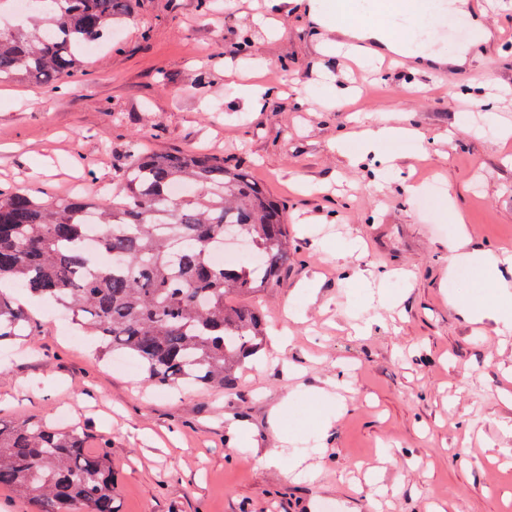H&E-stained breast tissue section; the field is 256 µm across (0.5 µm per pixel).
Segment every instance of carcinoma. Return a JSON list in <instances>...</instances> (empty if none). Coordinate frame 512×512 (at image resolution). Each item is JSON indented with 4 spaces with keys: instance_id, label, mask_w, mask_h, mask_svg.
<instances>
[{
    "instance_id": "cac0c4a2",
    "label": "carcinoma",
    "mask_w": 512,
    "mask_h": 512,
    "mask_svg": "<svg viewBox=\"0 0 512 512\" xmlns=\"http://www.w3.org/2000/svg\"><path fill=\"white\" fill-rule=\"evenodd\" d=\"M0 28V83L74 79L85 56L126 18L130 0H30ZM181 185L186 192L170 195ZM96 248L86 247V216ZM233 228L258 262L217 267L216 240ZM290 245L282 208L248 173L196 151H129L112 198L39 200L0 190V281L71 311L105 351L135 359L158 387H222L263 348L265 320L232 297L279 286ZM28 316L0 292V343ZM39 420L0 423V488L37 512H119L108 445Z\"/></svg>"
}]
</instances>
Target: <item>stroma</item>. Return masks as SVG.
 Segmentation results:
<instances>
[{"label": "stroma", "instance_id": "1", "mask_svg": "<svg viewBox=\"0 0 512 512\" xmlns=\"http://www.w3.org/2000/svg\"><path fill=\"white\" fill-rule=\"evenodd\" d=\"M476 10L456 11L448 35L425 27L414 50L472 47ZM321 40L304 0L230 11L223 0H132L79 81L0 84V189L46 199L78 183L111 197L139 139L223 156L287 215V273L244 299L269 330L288 326L287 359L265 347L219 390L149 386L55 304L0 284L28 314L24 336L0 345V423L78 424L89 447L109 442L120 512H512V334L462 313L475 295L500 296L476 270L449 273L447 249L462 231L475 252L512 244V139L474 132L512 124V44L472 47L471 67L442 84L424 70L349 66ZM244 85L274 94L249 111ZM355 115L412 127L424 143L393 146L391 168L372 156L348 166L336 142ZM409 175L424 186L414 197ZM356 265L395 308L349 280ZM340 359L352 366L336 389L345 407L320 445L314 425L329 405L314 391ZM283 435L305 480L260 458ZM251 445L258 455H241Z\"/></svg>", "mask_w": 512, "mask_h": 512}]
</instances>
